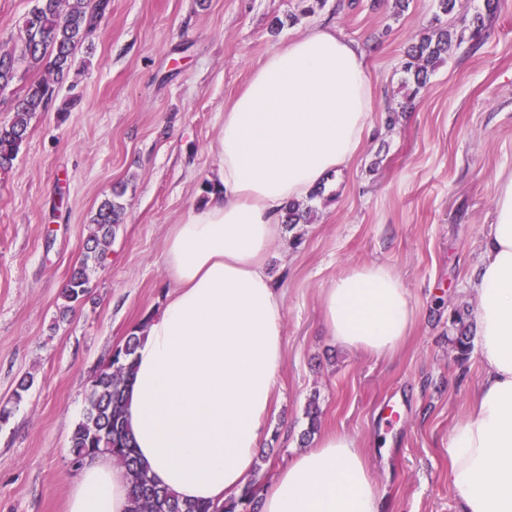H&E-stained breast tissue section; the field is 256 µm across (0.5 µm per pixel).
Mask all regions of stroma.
I'll use <instances>...</instances> for the list:
<instances>
[{"label":"stroma","instance_id":"stroma-1","mask_svg":"<svg viewBox=\"0 0 512 512\" xmlns=\"http://www.w3.org/2000/svg\"><path fill=\"white\" fill-rule=\"evenodd\" d=\"M112 0L92 48H79L53 110L31 122L11 168L0 170V402L33 377L0 426V512H64L69 435L96 366L169 291L168 230L218 182L213 150L224 111L267 53L320 22L354 40L376 109L357 159L329 197L312 200L298 244L268 263L284 293L286 361L268 419L269 483L319 432L352 436L368 454L384 512H456L448 437L467 418L481 378L476 354L458 360L455 315L475 327L471 281L495 220L496 189L512 176V8L464 39L415 98L403 87L405 50L429 27L434 0ZM295 23H288L289 15ZM124 213L90 299L56 319L63 284L83 257L91 218L111 191ZM381 263L416 310L393 356L337 345L320 297L346 269ZM397 417H390V410Z\"/></svg>","mask_w":512,"mask_h":512}]
</instances>
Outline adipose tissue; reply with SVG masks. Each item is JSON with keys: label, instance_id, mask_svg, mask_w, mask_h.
Here are the masks:
<instances>
[{"label": "adipose tissue", "instance_id": "obj_1", "mask_svg": "<svg viewBox=\"0 0 512 512\" xmlns=\"http://www.w3.org/2000/svg\"><path fill=\"white\" fill-rule=\"evenodd\" d=\"M373 86L356 43L320 26L271 51L224 113L218 192L172 225L171 290L133 360L126 417L149 476L180 499L223 503L243 487L276 403L284 303L267 270L288 202L348 168L372 127ZM473 282L482 377L448 438L458 512H512V177L496 197ZM343 347L395 354L415 320L387 265L356 266L321 296ZM128 476L100 455L70 481L66 512H128ZM259 495L262 512H382L364 451L322 435Z\"/></svg>", "mask_w": 512, "mask_h": 512}]
</instances>
